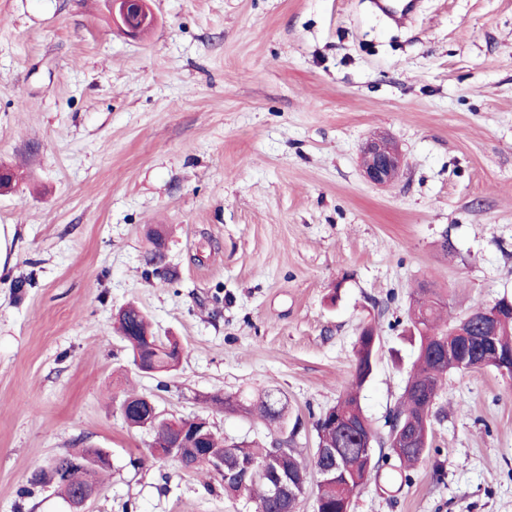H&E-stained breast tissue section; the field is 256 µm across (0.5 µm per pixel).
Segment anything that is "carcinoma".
<instances>
[{
    "mask_svg": "<svg viewBox=\"0 0 512 512\" xmlns=\"http://www.w3.org/2000/svg\"><path fill=\"white\" fill-rule=\"evenodd\" d=\"M445 299L440 291L426 284L419 286L408 309V318L413 335L418 342V357L405 385L403 394L388 416V450L400 463L404 480L410 481V471L423 464L431 448V416L438 392L448 372L455 369L454 359L437 360L430 355L431 347L439 341L456 342L453 335L462 320L452 326L442 321L441 311ZM119 329L131 351L135 366L148 361L158 373H170L177 369L182 348L175 340L164 342L148 327L146 316L135 306H128L118 314ZM375 328L370 326L358 336L355 351L356 371L350 387L338 398L336 404L320 414L315 423L318 445L336 448L337 465L330 476L320 474L322 460L314 457L307 464L298 458L293 448L294 436L275 444L260 448L253 441H235L217 436L213 428L198 429L196 419L179 418L172 423L180 436L177 462L187 471L209 473L211 469L197 463L201 456L211 455L224 460V495L234 497L242 493L249 495L256 504L257 512H295L302 495L307 491V468L317 473L315 501L317 512H350L352 496L378 473L379 462L361 449V440L354 434L336 437V432L327 431L335 418L343 422L368 420L364 414L359 389L371 374V359ZM495 349L490 355L472 359L473 369L497 366V356L512 354V323L499 328L494 339ZM212 401L224 405V410L257 414L269 424L285 423L284 407L277 406L271 395L246 403L231 396H214ZM123 403H134L132 418L137 427L142 420L153 417V409L138 394H128ZM254 465L267 470V478H257L242 486L246 467ZM110 467L108 455L99 448H83L58 458V465L34 472L32 485L53 484L63 499L73 497L88 480L98 481L100 474ZM288 477L299 488V494L286 498L270 497V481L276 475Z\"/></svg>",
    "mask_w": 512,
    "mask_h": 512,
    "instance_id": "1",
    "label": "carcinoma"
}]
</instances>
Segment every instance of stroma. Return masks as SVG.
<instances>
[{"mask_svg": "<svg viewBox=\"0 0 512 512\" xmlns=\"http://www.w3.org/2000/svg\"><path fill=\"white\" fill-rule=\"evenodd\" d=\"M127 36L110 0H0V512H66L32 473L76 448L111 467L92 512H254L222 475L152 458L133 388L171 417L269 444L215 395L273 393L311 459L314 423L380 345L360 392L379 437L417 358L413 289L448 320L512 298V0H419L403 26L369 0H147ZM392 139L385 186L362 146ZM181 362L147 375L126 304ZM410 482L396 458L352 512H512V377L448 373ZM402 163L403 158L390 139L374 140L363 148V173L375 185L389 183L398 174Z\"/></svg>", "mask_w": 512, "mask_h": 512, "instance_id": "obj_1", "label": "stroma"}]
</instances>
